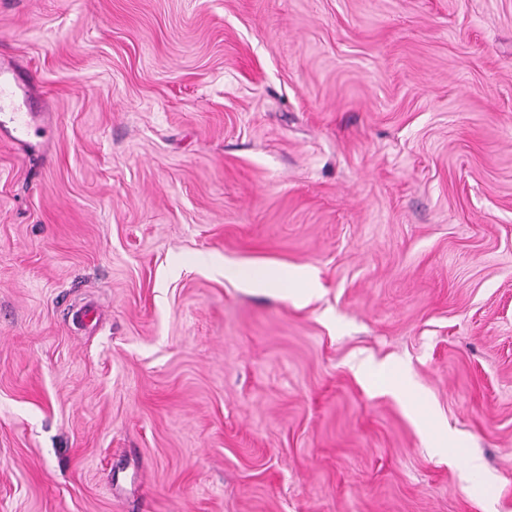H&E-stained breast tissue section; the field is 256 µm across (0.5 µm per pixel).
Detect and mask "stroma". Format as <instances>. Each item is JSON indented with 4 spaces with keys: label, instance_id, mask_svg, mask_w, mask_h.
Masks as SVG:
<instances>
[{
    "label": "stroma",
    "instance_id": "35a3bbf8",
    "mask_svg": "<svg viewBox=\"0 0 512 512\" xmlns=\"http://www.w3.org/2000/svg\"><path fill=\"white\" fill-rule=\"evenodd\" d=\"M1 59L0 512H512V0H0ZM224 275L229 277L240 278L247 284L262 288L265 290H272L277 292H288V288H283L288 284V281L294 279L295 275L288 273V271H272L262 270L247 272L234 267H224Z\"/></svg>",
    "mask_w": 512,
    "mask_h": 512
}]
</instances>
